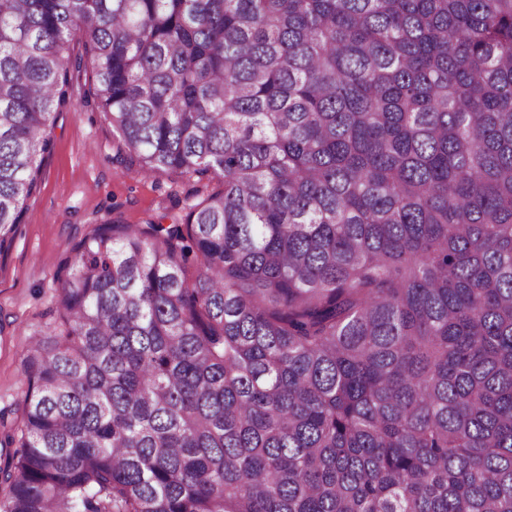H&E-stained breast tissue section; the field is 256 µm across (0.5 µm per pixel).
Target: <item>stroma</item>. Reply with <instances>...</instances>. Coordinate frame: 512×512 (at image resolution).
<instances>
[{
    "instance_id": "stroma-1",
    "label": "stroma",
    "mask_w": 512,
    "mask_h": 512,
    "mask_svg": "<svg viewBox=\"0 0 512 512\" xmlns=\"http://www.w3.org/2000/svg\"><path fill=\"white\" fill-rule=\"evenodd\" d=\"M89 68L74 73V108L51 132L53 148L41 181L8 247L0 251V409L19 401L25 385L23 353L37 329L52 322L60 264L95 227L171 223L198 201L191 180L160 174L144 178L115 161L118 135L83 95Z\"/></svg>"
}]
</instances>
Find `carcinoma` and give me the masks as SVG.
<instances>
[{
	"label": "carcinoma",
	"mask_w": 512,
	"mask_h": 512,
	"mask_svg": "<svg viewBox=\"0 0 512 512\" xmlns=\"http://www.w3.org/2000/svg\"><path fill=\"white\" fill-rule=\"evenodd\" d=\"M83 65L219 187L62 264L0 512H512V0H0V250Z\"/></svg>",
	"instance_id": "obj_1"
}]
</instances>
